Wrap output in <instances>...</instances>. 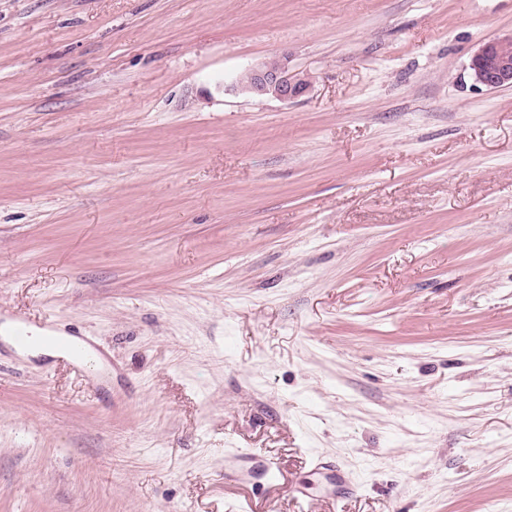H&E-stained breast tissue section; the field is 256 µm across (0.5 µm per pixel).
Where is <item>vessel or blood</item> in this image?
<instances>
[{"mask_svg": "<svg viewBox=\"0 0 512 512\" xmlns=\"http://www.w3.org/2000/svg\"><path fill=\"white\" fill-rule=\"evenodd\" d=\"M9 334L20 346L29 345L35 340L39 341L42 347L57 354L60 360L65 361L78 372H85L91 363L90 343L77 332L61 331L52 326L37 329L24 317L18 316L10 323ZM233 473L240 478H258L269 482L276 479L273 463L251 453L237 455Z\"/></svg>", "mask_w": 512, "mask_h": 512, "instance_id": "1", "label": "vessel or blood"}]
</instances>
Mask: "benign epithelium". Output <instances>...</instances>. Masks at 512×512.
Returning <instances> with one entry per match:
<instances>
[{
	"instance_id": "1",
	"label": "benign epithelium",
	"mask_w": 512,
	"mask_h": 512,
	"mask_svg": "<svg viewBox=\"0 0 512 512\" xmlns=\"http://www.w3.org/2000/svg\"><path fill=\"white\" fill-rule=\"evenodd\" d=\"M469 75L473 85L479 88H512V34L484 43L471 58ZM309 87L308 77L288 66V57L276 56L246 68L230 89L288 101L304 96Z\"/></svg>"
}]
</instances>
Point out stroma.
Instances as JSON below:
<instances>
[{
  "mask_svg": "<svg viewBox=\"0 0 512 512\" xmlns=\"http://www.w3.org/2000/svg\"><path fill=\"white\" fill-rule=\"evenodd\" d=\"M510 33L512 0H0V317L112 360L0 346V512H512V88L469 78ZM283 53L303 97L230 91ZM19 346H27L34 339H38L41 346L45 349L29 347L22 348L7 338L4 341L13 345L21 354L32 357L38 356H55L54 359H60L71 365L76 371L88 373L87 366L92 362L91 343L83 336L75 331H59L53 326H46L40 329L34 328L33 325L24 317L17 316L11 320L9 324V335ZM233 474L240 478L265 479L270 484H273L276 480L273 463L260 459L252 453H240L237 455Z\"/></svg>",
  "mask_w": 512,
  "mask_h": 512,
  "instance_id": "1",
  "label": "stroma"
}]
</instances>
